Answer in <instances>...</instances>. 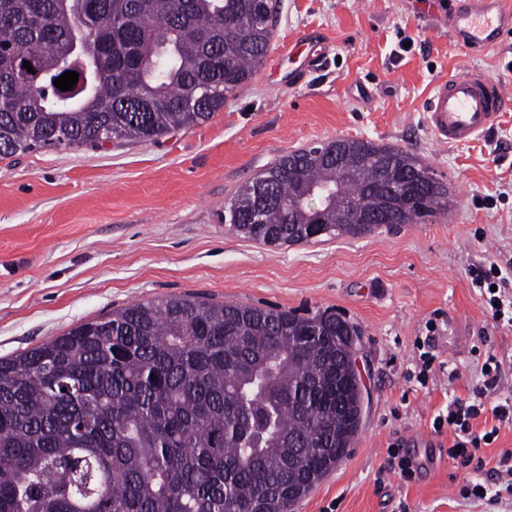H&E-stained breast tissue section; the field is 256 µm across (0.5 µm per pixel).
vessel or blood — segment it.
<instances>
[{
	"instance_id": "vessel-or-blood-1",
	"label": "vessel or blood",
	"mask_w": 512,
	"mask_h": 512,
	"mask_svg": "<svg viewBox=\"0 0 512 512\" xmlns=\"http://www.w3.org/2000/svg\"><path fill=\"white\" fill-rule=\"evenodd\" d=\"M448 32L464 50L495 45L512 34V0H471L448 19ZM512 107V84L469 72L437 82L426 100V126L442 143H466L485 134Z\"/></svg>"
}]
</instances>
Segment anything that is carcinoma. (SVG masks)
<instances>
[{
  "label": "carcinoma",
  "mask_w": 512,
  "mask_h": 512,
  "mask_svg": "<svg viewBox=\"0 0 512 512\" xmlns=\"http://www.w3.org/2000/svg\"><path fill=\"white\" fill-rule=\"evenodd\" d=\"M273 0H0V156L153 140L198 125L263 65ZM35 54L41 78L17 68ZM79 74L74 91L54 86ZM353 172L319 148L242 184L229 224L269 245L359 237L374 153L436 184L399 216L448 209V187L412 154L361 140ZM266 177L263 223H253ZM329 189L311 223L310 189ZM347 321L176 297L135 302L0 358V512H292L296 491L350 451L361 391Z\"/></svg>",
  "instance_id": "cac0c4a2"
}]
</instances>
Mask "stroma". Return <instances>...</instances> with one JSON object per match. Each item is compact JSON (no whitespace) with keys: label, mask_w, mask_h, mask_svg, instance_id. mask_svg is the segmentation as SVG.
I'll return each instance as SVG.
<instances>
[{"label":"stroma","mask_w":512,"mask_h":512,"mask_svg":"<svg viewBox=\"0 0 512 512\" xmlns=\"http://www.w3.org/2000/svg\"><path fill=\"white\" fill-rule=\"evenodd\" d=\"M278 2L263 67L207 122L153 141L0 156V357L136 301L325 310L361 331V425L350 456L293 512H512V479L495 470L512 451V425L484 448L478 471L449 459L453 434L432 428L450 397L469 399L481 385L487 354L502 362L498 395L512 396V326L493 321L469 274L512 258V110L457 145L437 141L423 118L442 79H512V36L462 51L448 34V0ZM315 55L322 66L300 70ZM340 138L424 160L448 184L447 212L280 247L225 223L242 183L291 151ZM396 442L418 464L411 481L384 468ZM468 479L489 498H462Z\"/></svg>","instance_id":"35a3bbf8"}]
</instances>
